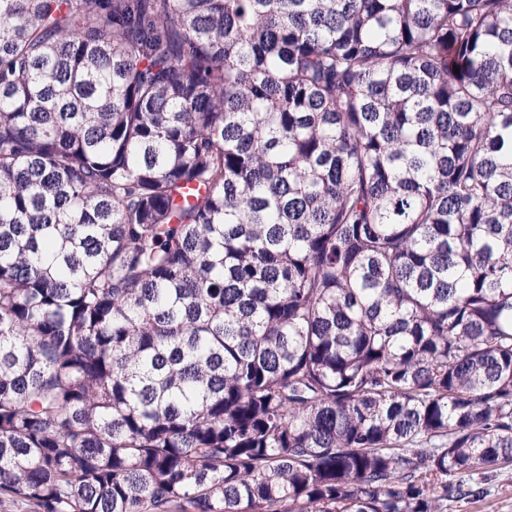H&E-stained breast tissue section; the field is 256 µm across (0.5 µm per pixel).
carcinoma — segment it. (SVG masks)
Segmentation results:
<instances>
[{
    "label": "carcinoma",
    "mask_w": 512,
    "mask_h": 512,
    "mask_svg": "<svg viewBox=\"0 0 512 512\" xmlns=\"http://www.w3.org/2000/svg\"><path fill=\"white\" fill-rule=\"evenodd\" d=\"M508 464L512 0H0L1 496L446 512Z\"/></svg>",
    "instance_id": "1"
}]
</instances>
